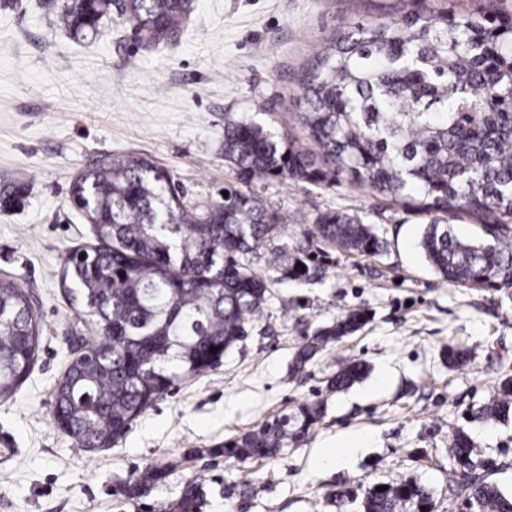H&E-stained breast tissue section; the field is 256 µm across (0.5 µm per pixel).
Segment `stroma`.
<instances>
[{"instance_id": "35a3bbf8", "label": "stroma", "mask_w": 512, "mask_h": 512, "mask_svg": "<svg viewBox=\"0 0 512 512\" xmlns=\"http://www.w3.org/2000/svg\"><path fill=\"white\" fill-rule=\"evenodd\" d=\"M0 0V276L31 295L42 329L37 361L19 392L0 401V512H165L195 483L203 512H338L335 494L362 497L375 482L415 479L437 512H459L448 495V439L467 431L483 470L512 495V417L472 422L468 411L512 376V289L440 282L418 246L428 218L348 181L309 186L276 179L265 203L296 238L324 211L379 228L376 258L329 249L330 273L312 285L274 286L246 338L221 363L178 382L137 417L114 446L87 450L55 423L54 387L70 337L95 330L68 302L66 254L94 243L69 201L73 178L104 156L142 155L171 169L186 202L203 205L234 175L224 163V119L251 117L305 144L292 96L303 67L333 33L399 19L409 0H194L189 21L165 46L135 41L124 16L77 40L38 6ZM367 325L292 372L298 346L353 308ZM469 350L448 366L446 349ZM369 365L343 393L326 381L348 361ZM320 400L322 419L277 459L227 462L211 449ZM366 436L336 464L320 448ZM166 478L145 501L122 486L153 464Z\"/></svg>"}]
</instances>
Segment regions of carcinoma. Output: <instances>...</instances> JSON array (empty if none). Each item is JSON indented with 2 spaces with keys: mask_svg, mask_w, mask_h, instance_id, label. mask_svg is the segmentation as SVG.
I'll use <instances>...</instances> for the list:
<instances>
[{
  "mask_svg": "<svg viewBox=\"0 0 512 512\" xmlns=\"http://www.w3.org/2000/svg\"><path fill=\"white\" fill-rule=\"evenodd\" d=\"M193 0H42L78 39L102 33L112 9L127 15L142 46L179 32ZM501 0H473L462 11L414 6L400 19L356 24L323 42L295 95L310 147L251 118L224 122V161L236 181L203 206L183 199L175 175L136 155L103 157L76 176L69 195L92 222L95 250L65 262L62 287L92 318L97 339L73 351L54 389V419L80 442L109 448L160 394L211 369L248 335L275 284H313L328 273L320 245L362 257L381 255L378 228L336 211L289 242L279 213L257 189L273 179L312 186L341 178L430 216L420 246L441 282L458 288H512V14ZM483 221L458 238L450 220ZM355 308L316 329L293 357L302 369L329 345L362 329ZM32 299L0 277V401L10 399L40 348ZM216 352H209L210 348ZM354 359L326 380L330 393L359 382ZM512 411V378L470 411L498 420ZM311 401L224 441L209 452L234 462L267 461L305 438L322 418ZM475 446L459 428L448 440L451 483L467 512H512V496L477 472ZM166 469L151 466L124 486L134 500ZM387 486L384 491L381 486ZM416 480L376 482L362 512H433ZM188 485L171 512H200Z\"/></svg>",
  "mask_w": 512,
  "mask_h": 512,
  "instance_id": "1",
  "label": "carcinoma"
}]
</instances>
